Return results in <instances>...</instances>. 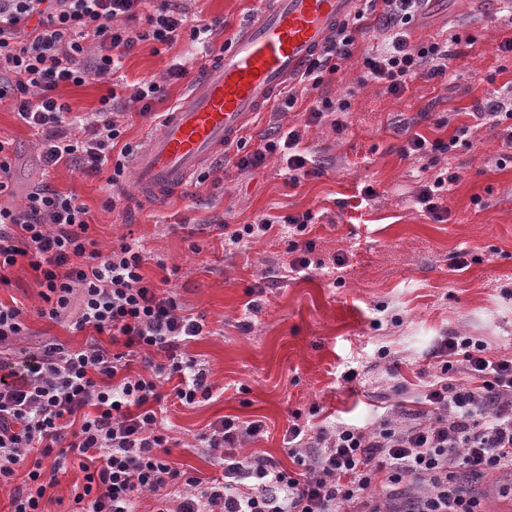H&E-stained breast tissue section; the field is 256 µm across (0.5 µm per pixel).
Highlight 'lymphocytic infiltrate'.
Masks as SVG:
<instances>
[{
    "label": "lymphocytic infiltrate",
    "mask_w": 512,
    "mask_h": 512,
    "mask_svg": "<svg viewBox=\"0 0 512 512\" xmlns=\"http://www.w3.org/2000/svg\"><path fill=\"white\" fill-rule=\"evenodd\" d=\"M421 2L368 0L387 38L365 66L396 96L415 79L444 78L453 58L441 43L410 42L407 26ZM148 5L147 30L132 28ZM186 29L203 42L212 33L210 25H189L185 7L172 0H0V72L13 78L18 116L42 136L44 165L70 163L85 176L113 168L109 203L119 204L125 163L112 152L124 133L123 110L152 112L162 86L152 80L128 97L104 98L99 111L76 123L57 91L83 84L90 73L108 81L140 42L171 45ZM358 33L340 26L302 75L304 91L351 57ZM88 39L98 44L92 57ZM302 138V129L288 130L237 166L256 167L275 154L300 180L308 163ZM89 227L76 197L45 186L25 205L0 206V285L2 271L29 258L47 304L40 317L91 333L81 349L49 342L0 376V489L10 491L11 512H46L48 491L71 455L83 473L71 512H138L146 493L156 512H482L472 482L512 471V355L492 354L470 336L439 341L442 378L424 391L425 409L413 422L324 428L314 438L292 421L291 471L242 454L262 434V422L227 417L200 438L223 480L172 467L154 405L168 384L185 406L209 397L205 368L182 352L204 325L183 314L173 289L146 281L138 241L122 238L105 251Z\"/></svg>",
    "instance_id": "obj_1"
}]
</instances>
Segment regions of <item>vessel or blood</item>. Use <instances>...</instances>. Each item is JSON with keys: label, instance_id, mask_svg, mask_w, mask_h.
<instances>
[{"label": "vessel or blood", "instance_id": "1", "mask_svg": "<svg viewBox=\"0 0 512 512\" xmlns=\"http://www.w3.org/2000/svg\"><path fill=\"white\" fill-rule=\"evenodd\" d=\"M360 0H270L198 71L194 88L163 113L138 156L142 201L185 190L201 164L231 145L285 83L298 79Z\"/></svg>", "mask_w": 512, "mask_h": 512}]
</instances>
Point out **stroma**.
<instances>
[{
  "label": "stroma",
  "mask_w": 512,
  "mask_h": 512,
  "mask_svg": "<svg viewBox=\"0 0 512 512\" xmlns=\"http://www.w3.org/2000/svg\"><path fill=\"white\" fill-rule=\"evenodd\" d=\"M188 15L212 27L213 49L230 44L239 27L260 9V0H186ZM352 57L324 73L319 95L348 102V128L306 126L310 97L293 109L261 112L219 163H205L188 189L159 202L140 201L133 167L122 184L127 198L112 207L106 175L76 173L72 166L45 169L39 137L18 117L12 96L0 97V141L9 143L12 204L32 187L75 196L84 204L90 233L101 248L120 237L146 251L142 268L153 282H168L184 313L202 318L207 333L190 341L187 356L208 370L211 398L185 407L166 405L169 460L206 479L222 476L198 438L224 417L259 420L264 430L250 452L294 469L286 430L293 416L312 429L338 423L372 427L384 417L410 421L420 409L423 373L439 359L444 336H472L489 352H512V159L502 155L499 129L472 126L451 153L403 156L415 133L451 136L470 124L474 106L512 101V55L497 47L512 38V16L497 0H427L414 18L411 42L450 40L456 58L443 81L415 80L402 96L366 81L363 58L385 34L374 15ZM202 45L182 36L171 46L143 42L114 71L109 83L88 79L59 88L72 112L97 111L108 91L129 95L134 86L158 80L175 63L186 78L166 83L155 113L167 111L203 65ZM305 126L301 144L315 174L288 182L277 157L239 169V156L260 149L276 130ZM459 179L434 220L414 202L420 179L446 171ZM372 196L361 197L364 187ZM312 211L315 243L309 269L291 271L287 245L278 232L226 252L218 224L230 229ZM471 250L475 263L458 270L451 257ZM344 258L335 269V258ZM0 288V300L18 302L29 334L20 346L33 349L56 340L81 346L86 333L41 318L38 274L19 260ZM356 373L345 382L344 371Z\"/></svg>",
  "instance_id": "obj_1"
}]
</instances>
